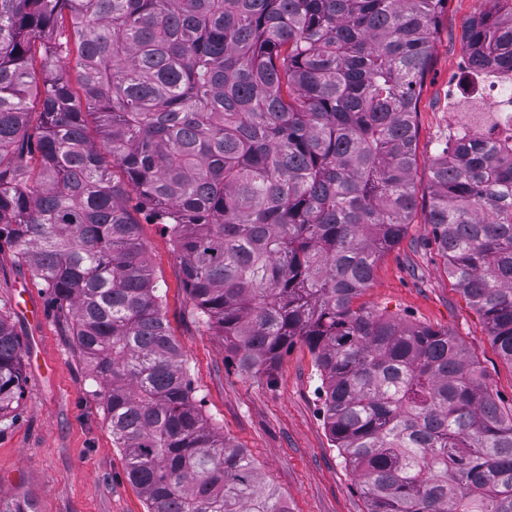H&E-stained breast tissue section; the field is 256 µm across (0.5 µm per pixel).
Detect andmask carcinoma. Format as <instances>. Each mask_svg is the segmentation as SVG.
I'll list each match as a JSON object with an SVG mask.
<instances>
[{
    "label": "carcinoma",
    "mask_w": 512,
    "mask_h": 512,
    "mask_svg": "<svg viewBox=\"0 0 512 512\" xmlns=\"http://www.w3.org/2000/svg\"><path fill=\"white\" fill-rule=\"evenodd\" d=\"M446 2L0 0V250L70 317L147 512L288 510L196 404L131 194L240 369L270 375L307 344L367 512H512V411L475 361L446 331L354 307L416 207ZM490 3L465 51L476 74L512 72V0ZM430 189L448 277L512 364V127L444 146ZM22 381L0 314V418Z\"/></svg>",
    "instance_id": "obj_1"
}]
</instances>
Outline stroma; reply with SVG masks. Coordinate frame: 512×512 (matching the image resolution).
Segmentation results:
<instances>
[{
    "mask_svg": "<svg viewBox=\"0 0 512 512\" xmlns=\"http://www.w3.org/2000/svg\"><path fill=\"white\" fill-rule=\"evenodd\" d=\"M488 8V0H448L439 17L415 117L417 206L404 239L378 259L358 302L456 336L508 409L512 364L449 277L427 222L430 165L452 134L448 86L466 57L463 33ZM141 238L203 416L247 450L288 512H366L357 477L325 426L321 379L308 346L295 341L272 376L241 370L223 338L196 314L164 226L142 224ZM24 289L44 310L42 324L21 310ZM0 313L22 344L24 364V396L10 416L0 418V498H29L38 512H146L112 439L101 383L83 361L52 293L6 249L0 251Z\"/></svg>",
    "mask_w": 512,
    "mask_h": 512,
    "instance_id": "obj_1",
    "label": "stroma"
}]
</instances>
